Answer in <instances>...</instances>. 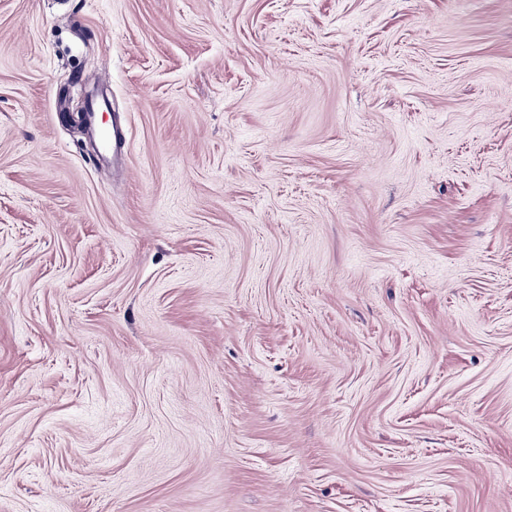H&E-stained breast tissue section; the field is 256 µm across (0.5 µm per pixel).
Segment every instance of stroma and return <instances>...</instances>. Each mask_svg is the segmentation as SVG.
I'll return each instance as SVG.
<instances>
[{
    "label": "stroma",
    "instance_id": "1",
    "mask_svg": "<svg viewBox=\"0 0 512 512\" xmlns=\"http://www.w3.org/2000/svg\"><path fill=\"white\" fill-rule=\"evenodd\" d=\"M0 512H512V0H0ZM104 106L107 108L108 101L105 97L102 98H94L90 101V109L91 112H83L81 114L80 120L81 123L90 129L95 136L97 137L100 146H101V155H106L112 143V157H114L115 153L118 150L124 149L126 145V137L123 131L117 126H112V131L110 128H103L95 121V109Z\"/></svg>",
    "mask_w": 512,
    "mask_h": 512
}]
</instances>
